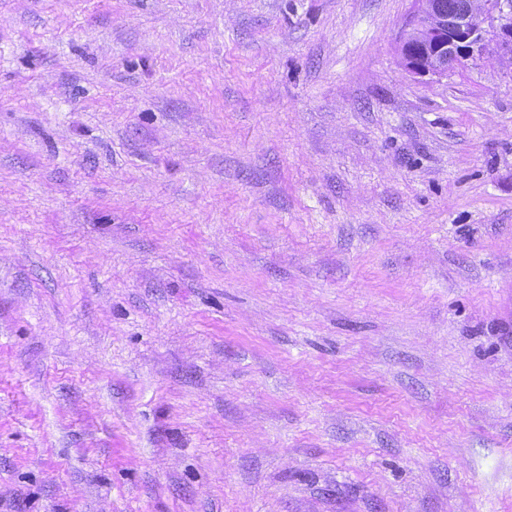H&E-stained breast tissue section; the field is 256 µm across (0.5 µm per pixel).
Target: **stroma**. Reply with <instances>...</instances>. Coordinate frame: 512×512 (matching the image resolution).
<instances>
[{
    "label": "stroma",
    "instance_id": "obj_1",
    "mask_svg": "<svg viewBox=\"0 0 512 512\" xmlns=\"http://www.w3.org/2000/svg\"><path fill=\"white\" fill-rule=\"evenodd\" d=\"M413 0H0V512H512V65ZM470 1L438 0L448 13L466 9ZM415 4L400 39L401 58L411 73L442 75L486 53L499 62L511 63L510 0H482L477 9L457 14L444 13L433 0H415Z\"/></svg>",
    "mask_w": 512,
    "mask_h": 512
}]
</instances>
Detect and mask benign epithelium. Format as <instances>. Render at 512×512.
<instances>
[{
	"label": "benign epithelium",
	"mask_w": 512,
	"mask_h": 512,
	"mask_svg": "<svg viewBox=\"0 0 512 512\" xmlns=\"http://www.w3.org/2000/svg\"><path fill=\"white\" fill-rule=\"evenodd\" d=\"M415 4L400 39L401 58L411 73L442 75L486 53L512 61V0H480L477 9L457 14L444 13L434 0Z\"/></svg>",
	"instance_id": "benign-epithelium-1"
}]
</instances>
